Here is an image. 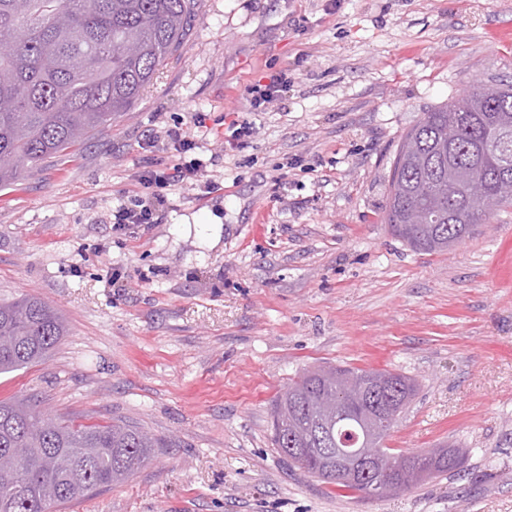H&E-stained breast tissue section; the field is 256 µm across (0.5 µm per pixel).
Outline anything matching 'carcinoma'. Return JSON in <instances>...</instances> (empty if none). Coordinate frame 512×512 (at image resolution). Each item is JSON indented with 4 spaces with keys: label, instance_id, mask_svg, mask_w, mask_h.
Masks as SVG:
<instances>
[{
    "label": "carcinoma",
    "instance_id": "1",
    "mask_svg": "<svg viewBox=\"0 0 512 512\" xmlns=\"http://www.w3.org/2000/svg\"><path fill=\"white\" fill-rule=\"evenodd\" d=\"M195 0H0V186L81 145L126 112L180 48ZM512 176V85L474 87L425 113L402 138L384 222L412 249L442 253L470 238L478 196ZM46 301H0V374L42 363L66 336ZM389 377L409 405L416 381L387 369L319 366L304 370L272 400V441L292 466L341 490L336 465L318 448L354 443L357 418H336L322 396L335 378ZM161 447L136 426L79 422L41 413L28 400L0 401V512H51L126 481ZM424 462L416 484L463 471L455 444Z\"/></svg>",
    "mask_w": 512,
    "mask_h": 512
}]
</instances>
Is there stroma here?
I'll list each match as a JSON object with an SVG mask.
<instances>
[{"instance_id": "stroma-1", "label": "stroma", "mask_w": 512, "mask_h": 512, "mask_svg": "<svg viewBox=\"0 0 512 512\" xmlns=\"http://www.w3.org/2000/svg\"><path fill=\"white\" fill-rule=\"evenodd\" d=\"M181 48L75 153L0 188V299L38 297L68 328L0 401L122 421L164 440L127 481L62 512H512V211L452 253L382 220L402 136L480 81L512 82V0H196ZM287 71L263 112L248 87ZM206 113L205 127L192 115ZM256 127L242 148L228 123ZM190 129L219 186L168 194L162 223L112 228L145 132ZM386 368L415 399L385 445L469 450L371 500L289 467L271 403L303 369ZM440 448H430L427 450L426 455L428 456H439L443 453L446 448V452L437 457L426 459L424 466L421 469V474L417 478L413 486L407 488L410 490L413 487L425 482L427 479H431L436 475L441 474H460L464 468L468 451L461 446L455 444H445L439 446Z\"/></svg>"}]
</instances>
